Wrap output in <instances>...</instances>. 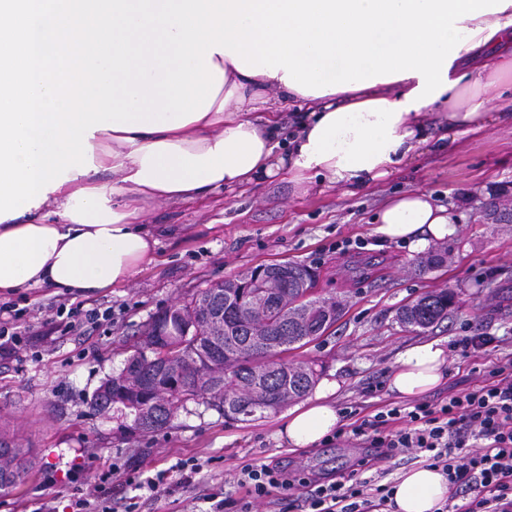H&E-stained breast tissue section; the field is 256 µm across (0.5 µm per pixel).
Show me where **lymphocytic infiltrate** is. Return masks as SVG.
<instances>
[{
	"instance_id": "1",
	"label": "lymphocytic infiltrate",
	"mask_w": 512,
	"mask_h": 512,
	"mask_svg": "<svg viewBox=\"0 0 512 512\" xmlns=\"http://www.w3.org/2000/svg\"><path fill=\"white\" fill-rule=\"evenodd\" d=\"M112 319L111 309H87L62 297L45 309L41 333L74 334ZM29 333L27 310L0 304V357L18 356ZM332 438L366 444L370 453L360 462L364 478L328 482L277 465L246 463L234 478L243 497L206 490L200 498L210 503V512H250L254 502L279 489L286 493L290 512H379L393 486L374 469L403 455L440 468L448 479L451 512H512V354L492 362L472 389L440 402L380 406L375 414L338 428ZM133 481L131 473L113 466L95 476L90 490L74 488L71 512H99L111 502L115 486Z\"/></svg>"
}]
</instances>
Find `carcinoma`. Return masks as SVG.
Instances as JSON below:
<instances>
[{
	"label": "carcinoma",
	"mask_w": 512,
	"mask_h": 512,
	"mask_svg": "<svg viewBox=\"0 0 512 512\" xmlns=\"http://www.w3.org/2000/svg\"><path fill=\"white\" fill-rule=\"evenodd\" d=\"M308 268L299 263L261 264L213 281L186 304H174L152 318L140 347L127 358L134 377L119 372L94 392L100 414H134L131 431L154 433L168 427L180 408L211 398L224 418L249 421L306 396L322 370L283 358L319 339L338 319L342 303L315 297L299 302ZM454 293L429 291L403 306L400 324L413 331L432 328L453 312ZM169 327L174 336L158 332ZM28 449L0 434V489L22 483Z\"/></svg>",
	"instance_id": "carcinoma-1"
}]
</instances>
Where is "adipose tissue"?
I'll use <instances>...</instances> for the list:
<instances>
[{
	"label": "adipose tissue",
	"instance_id": "obj_1",
	"mask_svg": "<svg viewBox=\"0 0 512 512\" xmlns=\"http://www.w3.org/2000/svg\"><path fill=\"white\" fill-rule=\"evenodd\" d=\"M476 35L449 69L451 89L431 103L440 122L427 125L423 113H402L393 131L402 142L373 169L345 171L335 160L308 162L304 148L312 131L330 113L374 100L405 102L417 78L378 83L322 97L306 96L310 110L293 132L268 113L267 90L294 99L298 92L280 77L249 76L231 57L213 53L223 74L212 106L200 120L156 132L96 131L88 142L93 171H69L68 179L47 192L40 207L0 221V295L36 287L93 293L127 282L152 261L158 241L139 218L150 201H189L220 188L249 185L288 172L297 182L318 180L347 191L384 179L411 161L424 146L454 150L460 135L477 131L512 109V5L500 13L465 20ZM108 171L111 183L99 181ZM454 204L414 191L388 199L373 232L380 240L422 254L454 235ZM448 373V353L439 341L406 351L388 379L391 393L414 399L439 387ZM333 387L289 411L278 436L291 448H309L342 424L331 402ZM448 481L438 469L418 465L394 482L393 512H439Z\"/></svg>",
	"mask_w": 512,
	"mask_h": 512
}]
</instances>
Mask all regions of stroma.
I'll use <instances>...</instances> for the list:
<instances>
[{"instance_id": "obj_1", "label": "stroma", "mask_w": 512, "mask_h": 512, "mask_svg": "<svg viewBox=\"0 0 512 512\" xmlns=\"http://www.w3.org/2000/svg\"><path fill=\"white\" fill-rule=\"evenodd\" d=\"M414 190L455 203L460 216L456 234L445 242L446 263L424 273L415 254L372 232L384 199ZM143 221L159 240L155 260L126 283L84 299L111 307L113 325L60 336L48 349L29 345L18 360H0V433L21 438L33 461L23 484L0 491V512H35L50 494L59 512H69L72 485L89 487L96 471L115 462L144 478L195 456L205 461L202 478L219 490L245 463H278L312 475L356 470L365 451L351 443L295 451L282 446L277 412L231 421L213 403L191 401L168 428L135 435L129 419L101 416L91 406L152 316L190 300L211 281L261 264H304L319 296L343 300L342 317L321 338L287 354L322 365L319 383L335 386L339 409L365 416L396 402L388 378L400 354L418 344L448 345L482 332L497 339L477 357L450 352L446 381L428 394L434 401L474 387L487 361L512 353L511 120L464 135L453 151L423 150L391 177L352 194L277 176L187 204L153 202ZM343 239L365 246L337 250ZM440 288L457 295L448 319L425 331L402 327L399 309Z\"/></svg>"}]
</instances>
